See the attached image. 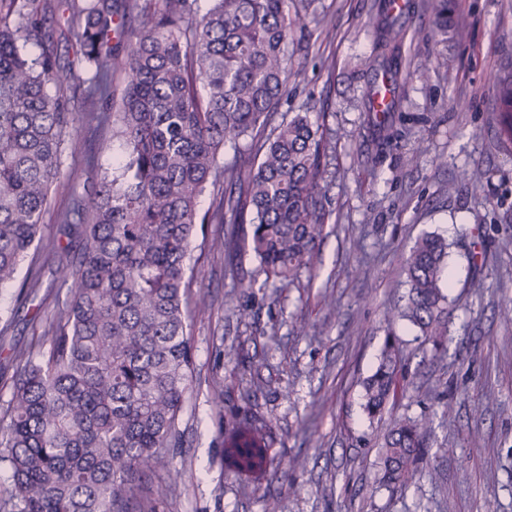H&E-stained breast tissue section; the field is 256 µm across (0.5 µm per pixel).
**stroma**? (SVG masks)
<instances>
[{
    "label": "stroma",
    "instance_id": "obj_1",
    "mask_svg": "<svg viewBox=\"0 0 512 512\" xmlns=\"http://www.w3.org/2000/svg\"><path fill=\"white\" fill-rule=\"evenodd\" d=\"M380 0H318L326 26L288 47L296 67L279 110L325 113L332 150L325 191L330 212L314 270L278 292L238 288L263 280L249 251L194 249L210 314L192 324V392L179 422L180 447L151 474L171 484L154 512H512V156L494 138L493 80L512 71V0H448V23L469 34L432 41L436 0H410L401 21L399 103L390 144L365 110ZM103 130L84 128L63 157L43 235L112 168ZM427 233L446 238L451 318L440 348L387 310L406 293L402 259ZM64 289L44 273L33 301L0 290V402L10 395L12 347L32 337L35 313L52 314ZM313 328L300 333V319ZM396 340L405 391L383 420L364 414L362 382L387 340ZM451 413H444V403ZM271 428L264 477L235 473L224 459L232 414ZM427 415L428 457L403 490L376 481L379 448L393 418ZM179 478H172V471Z\"/></svg>",
    "mask_w": 512,
    "mask_h": 512
}]
</instances>
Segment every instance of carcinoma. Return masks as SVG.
Wrapping results in <instances>:
<instances>
[{
	"label": "carcinoma",
	"instance_id": "cac0c4a2",
	"mask_svg": "<svg viewBox=\"0 0 512 512\" xmlns=\"http://www.w3.org/2000/svg\"><path fill=\"white\" fill-rule=\"evenodd\" d=\"M0 0V287L18 284L25 301L42 285L35 251L62 157L79 125L112 129L123 142L112 173L59 217L64 247L48 244L67 300L38 340L14 348L10 398L0 417V462L10 470L0 512H140L146 477L180 441L191 389L188 308L193 242L207 224L224 237L202 244L258 260L262 283L290 288L312 266L329 211L322 199L330 149L324 113L272 121L288 96V44L324 24L316 0ZM368 69L393 83L402 30L391 5L373 19ZM121 28L127 39L112 41ZM74 36L76 62L58 55L57 35ZM432 34L448 37L447 0ZM39 48L28 57V46ZM95 67L86 81L77 66ZM125 75L120 105L108 77ZM496 145L512 155V72L495 80ZM88 109L69 108L67 93ZM256 135L257 163L226 165L224 147ZM206 211L199 201L207 189ZM78 223H71V215ZM251 225L247 237L239 225ZM30 261L17 280L20 267ZM407 293L396 315L424 341L448 340V242L430 234L403 258ZM398 346H386L363 382V409L380 417L400 390ZM427 418L392 421L379 450L388 488L409 487L428 447ZM272 432L233 417L224 453L236 471L265 475Z\"/></svg>",
	"mask_w": 512,
	"mask_h": 512
}]
</instances>
